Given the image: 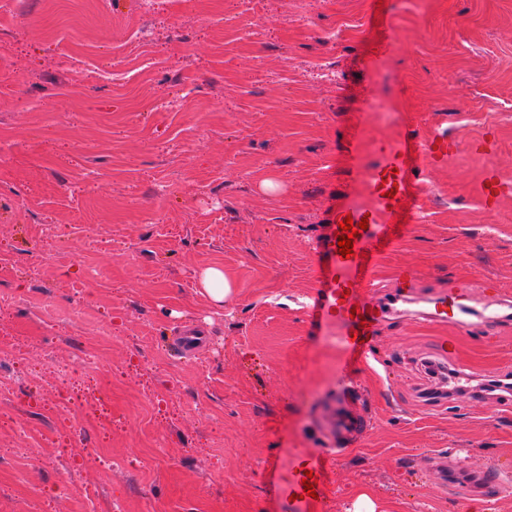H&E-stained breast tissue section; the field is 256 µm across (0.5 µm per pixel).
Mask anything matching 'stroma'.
<instances>
[{"instance_id": "35a3bbf8", "label": "stroma", "mask_w": 512, "mask_h": 512, "mask_svg": "<svg viewBox=\"0 0 512 512\" xmlns=\"http://www.w3.org/2000/svg\"><path fill=\"white\" fill-rule=\"evenodd\" d=\"M0 74V512H366L363 493L373 512H466L477 473L512 469V403L479 389L512 373V322L480 318L512 298V193L479 197L487 165L512 181V0H12ZM437 128L460 147L416 156L376 262L422 287L346 362L308 314L327 210L367 203L355 168ZM210 266L234 286L221 305ZM461 281L464 335L422 315ZM185 327L206 343L181 358ZM430 359L464 392L435 394ZM62 369L96 382L111 430L52 406ZM350 384L370 430L332 457L323 502L278 497ZM477 498L512 512V491ZM204 293L217 304H224L232 294V285L224 275V269L220 266L206 268L200 280Z\"/></svg>"}]
</instances>
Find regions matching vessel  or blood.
Returning <instances> with one entry per match:
<instances>
[{"instance_id":"1","label":"vessel or blood","mask_w":512,"mask_h":512,"mask_svg":"<svg viewBox=\"0 0 512 512\" xmlns=\"http://www.w3.org/2000/svg\"><path fill=\"white\" fill-rule=\"evenodd\" d=\"M428 143L429 161L435 165L447 164L457 152L456 140L447 133L433 131ZM414 146L409 139L400 138L384 151L380 162L365 177L370 201L364 205L339 203L328 210L324 231L316 249L324 257L322 276L317 295L309 307L310 315L318 321H336L340 328L339 343L349 358L364 357L371 349L372 339L387 317L386 307L366 298L368 288L375 285V264L381 252L396 238V225L405 213V203L414 175ZM480 188L487 209H495L512 184L505 182L494 167H486ZM366 221V230L360 231L353 257L339 252L337 231L345 218ZM466 310L457 294L449 292L434 300L428 319L439 325H451L464 330L468 327ZM330 417L326 445L341 450L370 427L367 417L353 414L345 395H337L329 404ZM317 482L316 493H323L327 484L328 466L323 455L313 453L298 461L288 484L278 486L279 496L298 495L306 498L302 483L306 475Z\"/></svg>"}]
</instances>
